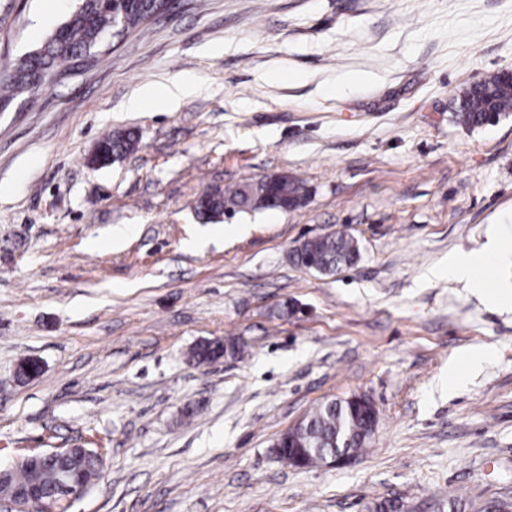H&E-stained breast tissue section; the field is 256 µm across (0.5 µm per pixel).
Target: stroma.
<instances>
[{
	"label": "stroma",
	"instance_id": "35a3bbf8",
	"mask_svg": "<svg viewBox=\"0 0 512 512\" xmlns=\"http://www.w3.org/2000/svg\"><path fill=\"white\" fill-rule=\"evenodd\" d=\"M0 113V467L97 449L70 512H370L512 501V303L448 277L485 253L512 286V117L475 130L465 86L512 70V0H174ZM74 0H0V66ZM192 76L172 108L141 86ZM137 150L91 162L102 136ZM303 179L293 211L221 222L209 186ZM346 232L328 276L288 255ZM242 357L195 364L203 340ZM485 351L478 366L464 362ZM40 373L16 378L19 362ZM369 396L355 460L295 467L275 441L318 404ZM476 262L468 253H457L448 257V277L470 281Z\"/></svg>",
	"mask_w": 512,
	"mask_h": 512
}]
</instances>
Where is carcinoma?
<instances>
[{
  "mask_svg": "<svg viewBox=\"0 0 512 512\" xmlns=\"http://www.w3.org/2000/svg\"><path fill=\"white\" fill-rule=\"evenodd\" d=\"M171 0H81L80 7L60 23L36 50L18 62L0 68V103L10 100L25 85H35L42 77L55 73L63 62L93 57L107 36H125L146 20L169 10ZM512 115V78L501 73L463 89L456 96L451 117L457 124L473 130ZM138 138L131 132L106 135L98 143L104 160L133 152ZM307 196L304 182L297 176H265L234 186L208 187L197 199V210L207 219L219 222L226 216L270 208L272 197L283 208L294 210ZM359 257L353 237L339 232L308 239L292 254V260L323 275H332L352 266ZM234 346L219 341L196 345L190 360L198 364L212 362ZM365 411L348 399H333L320 404L305 417L300 438L303 466L322 463L326 454H357L370 446L364 437ZM62 460L56 456L31 454L27 461L0 468V495L22 497L25 512H46L49 499L63 476L83 489L99 473L101 456L91 448H70ZM448 512H493L489 505L476 506L461 499H450Z\"/></svg>",
  "mask_w": 512,
  "mask_h": 512,
  "instance_id": "carcinoma-1",
  "label": "carcinoma"
}]
</instances>
